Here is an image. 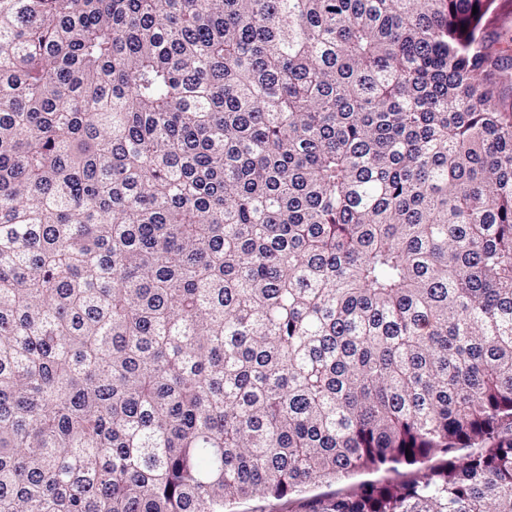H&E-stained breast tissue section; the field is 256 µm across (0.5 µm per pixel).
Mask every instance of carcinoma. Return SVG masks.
Returning a JSON list of instances; mask_svg holds the SVG:
<instances>
[{
  "label": "carcinoma",
  "mask_w": 512,
  "mask_h": 512,
  "mask_svg": "<svg viewBox=\"0 0 512 512\" xmlns=\"http://www.w3.org/2000/svg\"><path fill=\"white\" fill-rule=\"evenodd\" d=\"M494 2L0 0V512H512ZM406 472V469H400V474L392 471H379L370 475L357 476L348 481H340L336 483L319 482L309 486L302 496H315V495H342L353 492L360 482L364 480L372 481H387V480H405L407 477L401 473ZM296 503H289L288 498L281 500L267 498L242 499L228 507L227 511L232 512H295ZM293 509V511H291Z\"/></svg>",
  "instance_id": "cac0c4a2"
}]
</instances>
